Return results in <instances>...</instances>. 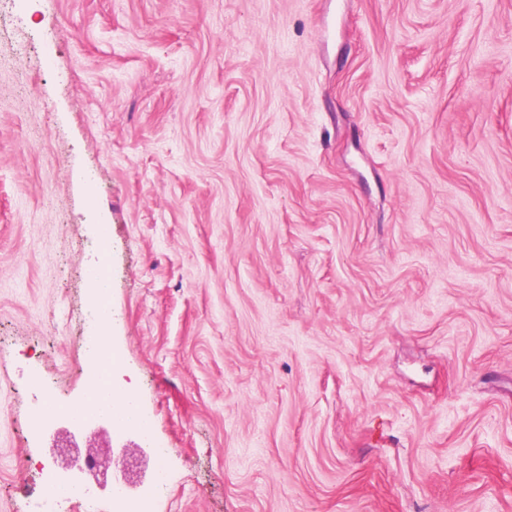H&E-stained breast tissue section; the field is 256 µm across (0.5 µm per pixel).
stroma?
I'll use <instances>...</instances> for the list:
<instances>
[{
  "label": "stroma",
  "mask_w": 512,
  "mask_h": 512,
  "mask_svg": "<svg viewBox=\"0 0 512 512\" xmlns=\"http://www.w3.org/2000/svg\"><path fill=\"white\" fill-rule=\"evenodd\" d=\"M98 263L148 512H512V0H0V512Z\"/></svg>",
  "instance_id": "obj_1"
}]
</instances>
